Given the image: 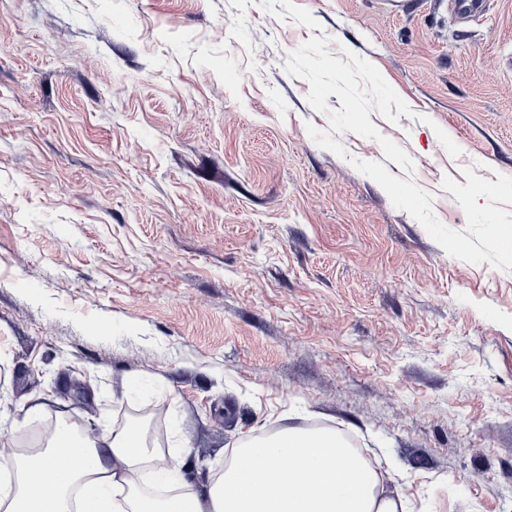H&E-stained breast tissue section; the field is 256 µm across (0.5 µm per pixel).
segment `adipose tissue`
<instances>
[{
	"label": "adipose tissue",
	"instance_id": "1",
	"mask_svg": "<svg viewBox=\"0 0 512 512\" xmlns=\"http://www.w3.org/2000/svg\"><path fill=\"white\" fill-rule=\"evenodd\" d=\"M188 458H162L144 428L94 437L58 424L44 447L15 455L0 512H404L381 474L329 429L286 427L236 448L223 475L199 482ZM56 475L39 494L33 479Z\"/></svg>",
	"mask_w": 512,
	"mask_h": 512
}]
</instances>
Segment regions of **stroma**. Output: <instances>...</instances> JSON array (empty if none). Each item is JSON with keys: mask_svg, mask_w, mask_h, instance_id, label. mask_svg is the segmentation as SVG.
Segmentation results:
<instances>
[{"mask_svg": "<svg viewBox=\"0 0 512 512\" xmlns=\"http://www.w3.org/2000/svg\"><path fill=\"white\" fill-rule=\"evenodd\" d=\"M411 116L346 132L290 76L312 37ZM443 129L461 148L451 157ZM465 230L444 177L512 176V0H0V415L163 414L202 478L319 423L410 512H512V271L447 254L354 160Z\"/></svg>", "mask_w": 512, "mask_h": 512, "instance_id": "1", "label": "stroma"}]
</instances>
